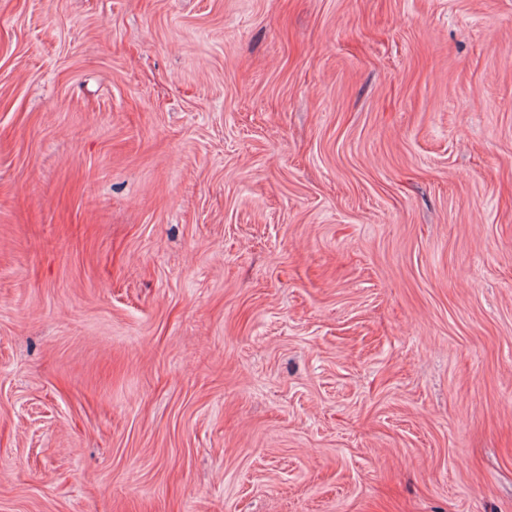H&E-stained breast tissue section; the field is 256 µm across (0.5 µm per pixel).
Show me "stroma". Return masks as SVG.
<instances>
[{"label":"stroma","mask_w":512,"mask_h":512,"mask_svg":"<svg viewBox=\"0 0 512 512\" xmlns=\"http://www.w3.org/2000/svg\"><path fill=\"white\" fill-rule=\"evenodd\" d=\"M0 512H512V0H0Z\"/></svg>","instance_id":"1"}]
</instances>
